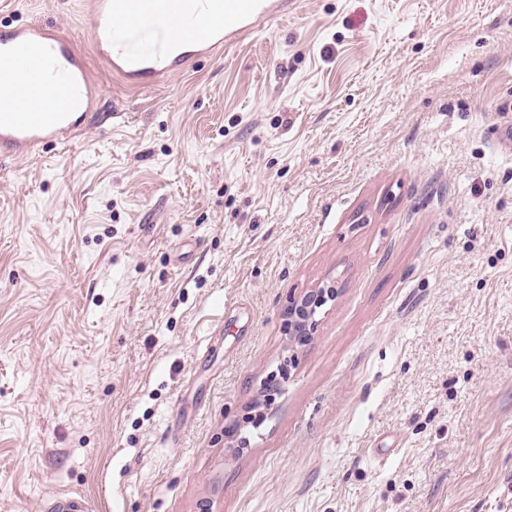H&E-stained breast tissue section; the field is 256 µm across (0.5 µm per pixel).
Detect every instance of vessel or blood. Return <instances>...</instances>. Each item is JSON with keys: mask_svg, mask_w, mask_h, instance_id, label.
<instances>
[{"mask_svg": "<svg viewBox=\"0 0 512 512\" xmlns=\"http://www.w3.org/2000/svg\"><path fill=\"white\" fill-rule=\"evenodd\" d=\"M290 0H95L93 36L114 72L154 82L287 17ZM25 65L36 90L28 112L0 106V145L32 151L72 134L74 108L93 111L84 59L64 36L22 25L0 29V66Z\"/></svg>", "mask_w": 512, "mask_h": 512, "instance_id": "vessel-or-blood-1", "label": "vessel or blood"}]
</instances>
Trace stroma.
<instances>
[{
    "instance_id": "obj_1",
    "label": "stroma",
    "mask_w": 512,
    "mask_h": 512,
    "mask_svg": "<svg viewBox=\"0 0 512 512\" xmlns=\"http://www.w3.org/2000/svg\"><path fill=\"white\" fill-rule=\"evenodd\" d=\"M90 7L0 0L99 88L0 148V512H512V0H297L140 88ZM338 294V283L331 280L323 286L291 296L282 311L283 331L289 340L299 345L309 343L317 327L314 319L317 308Z\"/></svg>"
}]
</instances>
